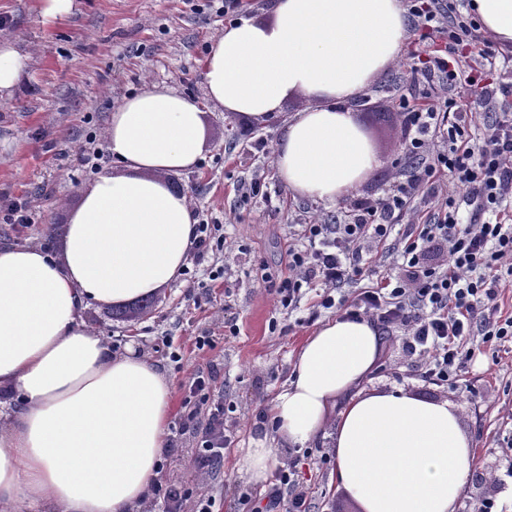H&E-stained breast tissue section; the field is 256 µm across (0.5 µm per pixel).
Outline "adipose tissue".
I'll return each mask as SVG.
<instances>
[{
    "label": "adipose tissue",
    "mask_w": 512,
    "mask_h": 512,
    "mask_svg": "<svg viewBox=\"0 0 512 512\" xmlns=\"http://www.w3.org/2000/svg\"><path fill=\"white\" fill-rule=\"evenodd\" d=\"M470 8L512 45V0ZM270 14L216 37L206 95L259 124L291 97L313 99L286 122L273 166L293 197L336 204L380 164L351 104L398 61L404 0H271ZM105 137L116 170L82 189L59 252L0 245V397L14 405L0 424V512H144L167 446L170 381L135 350L113 354L83 313L142 301L180 276L198 221L167 176L202 158L205 113L193 95L148 85L112 111ZM383 351L368 319L322 322L270 403L277 441L330 439L331 478L361 512H455L471 443L447 402L368 390ZM273 444L243 449L236 472L265 485Z\"/></svg>",
    "instance_id": "adipose-tissue-1"
}]
</instances>
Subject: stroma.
I'll list each match as a JSON object with an SVG mask.
<instances>
[{"mask_svg": "<svg viewBox=\"0 0 512 512\" xmlns=\"http://www.w3.org/2000/svg\"><path fill=\"white\" fill-rule=\"evenodd\" d=\"M224 18L193 13L186 0H75L64 19L44 22L39 0H0V37L32 56L15 92L0 99V195L30 198L37 216L22 231L0 223V244L61 246L60 232L92 176L62 165L59 156L74 152L87 136H95L100 170L112 167L104 132L114 108L126 96L147 85H158L203 96V65L210 44L223 31ZM425 43L409 35L400 62L378 77L353 104V111L373 129V147L381 165L359 186L354 199L333 205L294 200L278 179L273 149L283 117L310 106L297 96L283 106L282 118L260 127L211 106L206 113L207 151L190 171L169 175L184 190L199 218L218 224L224 250L218 263L224 276L211 280L209 264H187L182 277L146 309L119 313L112 307H90L87 325L114 352L135 349L157 362L172 384L173 410L169 437H181L182 451L169 458L163 480H190V436L181 435L185 386L193 373L214 374L212 388L230 408L228 422L235 441L224 451V466L205 489L216 499L218 512H240L238 497L254 492L247 478L233 474L240 449L272 435L271 422L260 419L292 373L298 349L318 320L333 318L324 310L318 320L310 313L322 288H307L296 310H277L262 280L284 271L288 246L298 227L312 216L347 220L354 200L382 196L388 177L406 168L399 121L401 97L421 101L426 92L421 76L410 68L412 54ZM265 182L258 196L243 195L239 187L254 173ZM232 315L236 332L222 328ZM280 330H270L271 320ZM211 336L214 349H196L194 339ZM183 359L172 363L170 348ZM371 386L404 388L429 400H445L457 410L471 440L473 453L468 490H481L499 512H512V499L495 474L503 470L512 450V354L493 364L490 355H477L454 385L437 386L408 367L399 340L387 336L383 359ZM333 460L301 459L298 470L312 491L313 512H359L345 490L331 486Z\"/></svg>", "mask_w": 512, "mask_h": 512, "instance_id": "obj_1", "label": "stroma"}]
</instances>
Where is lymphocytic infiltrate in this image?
<instances>
[{"label":"lymphocytic infiltrate","mask_w":512,"mask_h":512,"mask_svg":"<svg viewBox=\"0 0 512 512\" xmlns=\"http://www.w3.org/2000/svg\"><path fill=\"white\" fill-rule=\"evenodd\" d=\"M413 31L430 40L421 73L437 94L423 105H405L401 114L408 165L403 179L384 196L357 203L351 221L329 224L312 218L303 225L305 245L288 247L287 274L267 278L264 288L279 309H293L304 286L320 283L322 308L343 310L373 321L382 333L398 334L406 358L436 385L457 380L476 353L512 349V314L500 298L512 287V224L504 203L512 197V115L496 111L497 89L482 77L494 68L491 41H477L476 21L460 20L454 0H407ZM467 42L468 54L454 56ZM475 94L473 107L451 95L459 82ZM486 126L484 136L471 128ZM473 204L462 216L458 196ZM407 226L390 235L399 220ZM385 252L393 271L376 286L359 289L353 300L346 285L372 276L368 259ZM193 424L190 466L195 480L156 482L152 504L164 512H214L215 498L200 480L215 474L234 441L224 424V398L209 378L193 374L184 399ZM245 512H311V491L294 464L278 467L263 502L243 494Z\"/></svg>","instance_id":"f902f5d3"}]
</instances>
